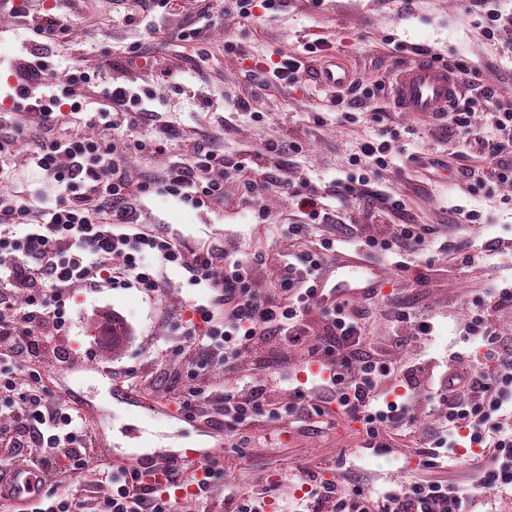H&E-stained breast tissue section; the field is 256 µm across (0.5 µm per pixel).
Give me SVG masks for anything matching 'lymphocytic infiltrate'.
I'll use <instances>...</instances> for the list:
<instances>
[{
	"label": "lymphocytic infiltrate",
	"instance_id": "lymphocytic-infiltrate-1",
	"mask_svg": "<svg viewBox=\"0 0 512 512\" xmlns=\"http://www.w3.org/2000/svg\"><path fill=\"white\" fill-rule=\"evenodd\" d=\"M486 41L512 28V13L496 0H467ZM36 38L28 57L15 59L13 105L0 112V446L12 459L30 456L46 477V487L31 512H177L172 491L144 484L133 468H93L87 451L90 428L73 407L59 402L49 386L51 366L61 359V341L74 324L70 305L84 289L139 288L161 294L163 272L183 269L192 284L208 288L205 302L189 304L188 318L175 321L160 353L174 367L179 389L173 396L184 418L207 414L245 443L262 419L296 422L318 412L319 399L336 403L338 412L360 423L364 449L376 456L393 454L392 443L414 421L413 402L423 398L430 413L414 455L419 475L384 493L347 486L341 473L324 477L303 469L294 480L302 494L278 503L276 486L243 500L237 512H491L492 494L512 490V343L492 328L497 315L512 308V286L493 287L475 298L463 323L469 353L452 352L458 372L437 373L426 363L397 359L402 339L372 340L370 326L384 310L378 296L350 298L325 306L316 286L336 241L321 238L310 246L322 217L320 195L304 177H283L306 223L288 225L274 259L230 260L218 247L189 249L177 237L129 219L132 195L149 192L131 159L149 164L168 157L162 185L199 208L224 206V153L186 146L171 122L153 117L146 105L151 91L114 78L111 59L96 70L74 69L66 83L52 87L48 61L55 42L72 35L70 0H57L53 11L14 8ZM451 74L467 93L443 120L462 147L481 153L487 169L468 174L469 189L488 194L512 187V96L477 82V70L464 57L448 61ZM98 82L100 106L91 123L103 135L77 130L83 114V90ZM39 110L35 126L23 122L25 95ZM482 125H474L475 114ZM133 132L127 155H120L109 132ZM34 148L27 163L42 179L52 206L40 208L11 187L20 137ZM397 130L380 127L377 137L361 143L352 159L359 174L337 183L345 196L369 187L370 176L389 165ZM424 224H396L390 232L358 241L365 255H393L404 270L426 242ZM277 340L304 349L308 363L319 366L307 381L280 376L291 394L288 405L268 399L257 379L228 389L212 385L213 371L234 369ZM95 473L103 491L80 494L79 480Z\"/></svg>",
	"mask_w": 512,
	"mask_h": 512
}]
</instances>
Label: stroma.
I'll use <instances>...</instances> for the list:
<instances>
[{"label":"stroma","instance_id":"obj_1","mask_svg":"<svg viewBox=\"0 0 512 512\" xmlns=\"http://www.w3.org/2000/svg\"><path fill=\"white\" fill-rule=\"evenodd\" d=\"M465 0H283L278 11L254 7L251 19L235 11L221 12L217 25L208 28L203 46L212 56L206 81L194 76L193 64L168 51L166 37L192 23V0H170L163 29L143 20L130 25L112 16L110 0H76L78 34L57 43L51 63L53 73H70L74 67H94L101 55L112 60V74L136 85L150 76L143 62L129 64L127 51L134 45L166 60L177 82L186 87L178 94L158 88L153 108L180 125L185 136L204 138L222 149L226 159L248 160L269 177H276L268 147L280 151L279 162L289 175L307 176L322 188L345 178L359 142L373 137L377 126L370 115L382 113L395 127L387 169L371 185L382 194L403 201L399 212L374 216L356 196H325L330 214L341 217L337 238H348L346 223L356 224L357 234L374 235L378 224H427L433 227L421 255L407 270L397 269L389 255H375L386 267L388 280L381 293L389 306L409 303L421 312L436 313L434 338L429 346L405 342L403 359L419 355L444 361L450 350L470 351L460 337L467 306L481 289L512 283V203L499 197L469 193L461 168H481L477 158H456L459 143L447 127L398 112L388 103L387 86L413 47H428L442 58H469L485 85L512 93V30L498 42L486 41L466 16ZM32 32L20 28L11 13L0 11V102L10 94L5 61L20 55ZM324 39V54L343 52L356 76L382 83L374 102L363 104L358 122H348V104H337L333 92L306 81L262 86L269 62L281 55L302 52L306 42ZM233 42L236 52L224 50ZM255 99L260 116L242 110L240 99ZM302 149L292 152L291 141ZM129 205L140 224L168 232L192 248L217 245L234 259L271 254L279 247L286 225L302 223L287 189L270 187L254 199L234 171L224 175V208L196 209L165 193L161 186L133 195ZM475 209L484 219L482 231L456 222L457 208ZM493 244L484 261L464 267L459 254L468 248ZM430 277L429 288L416 287L417 275ZM167 287L151 298L135 288H101L79 291L72 302L74 327L65 342L66 359L52 372V388L59 397L80 404L96 441L89 453L96 459L113 456H167L196 448L224 458V479L207 505L208 512H235L240 498L275 483L280 500H289L298 488L288 480L303 468H326L345 461L353 480L383 491L402 479V455L414 449L416 437L397 438V455L384 461L357 454L362 436L357 424L339 415L324 414L320 421L259 423L245 449L223 428L200 417L187 421L163 413L159 405L169 399L177 384L170 366L157 351L161 339L191 298L206 299L207 289L193 286L179 269L163 273ZM117 312L128 322L132 335L116 355L103 352L92 331L101 312Z\"/></svg>","mask_w":512,"mask_h":512}]
</instances>
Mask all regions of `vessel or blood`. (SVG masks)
I'll return each mask as SVG.
<instances>
[{
    "label": "vessel or blood",
    "mask_w": 512,
    "mask_h": 512,
    "mask_svg": "<svg viewBox=\"0 0 512 512\" xmlns=\"http://www.w3.org/2000/svg\"><path fill=\"white\" fill-rule=\"evenodd\" d=\"M353 77L350 64L340 57L327 60L312 74L313 80L332 90L347 88ZM462 94L461 82L449 74L446 67L418 55L410 57L397 70L390 91V105L398 112L434 119L449 112ZM386 277L382 265L365 260L357 252L342 251L328 261L317 285L332 289L335 298L343 300L371 295ZM202 457L198 449L185 448L162 458H140L136 465L144 470L147 484L165 488L173 484L174 467ZM9 479L15 490L14 503L27 505L39 499L45 476L32 466L22 465L12 470Z\"/></svg>",
    "instance_id": "b4317fda"
}]
</instances>
